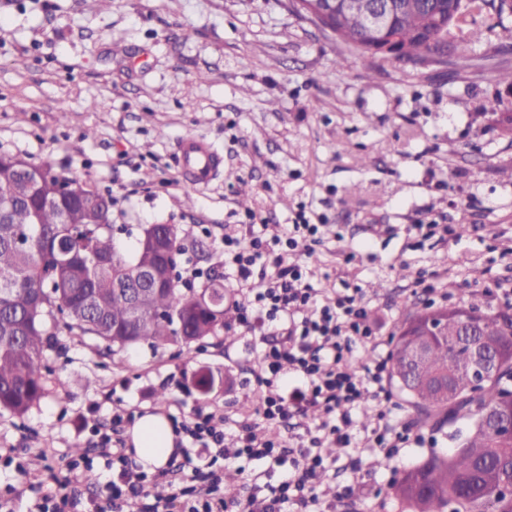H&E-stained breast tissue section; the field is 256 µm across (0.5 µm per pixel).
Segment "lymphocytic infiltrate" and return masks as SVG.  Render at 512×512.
Here are the masks:
<instances>
[{"mask_svg": "<svg viewBox=\"0 0 512 512\" xmlns=\"http://www.w3.org/2000/svg\"><path fill=\"white\" fill-rule=\"evenodd\" d=\"M324 235V220H311L303 212L269 235H224L228 280L241 299L239 322L249 330L264 324L272 335L261 352L265 375L256 389L267 433L255 434L244 425L237 445H225L223 419L196 408L173 422L176 450L182 455L178 474L167 469L149 472L126 455L122 427L132 422L133 414L117 409L109 431L92 430L93 445L107 467L97 482L99 499L80 497L79 488L94 469V458L84 453L68 460L62 488L44 494L35 512H173L177 505L182 512H280L283 501L291 502L295 512H308L316 499L312 482L325 468L320 452L325 443L353 447L356 466L373 449L392 455L409 443H421L422 435L400 433L388 423L357 443L346 432L351 410L364 392L388 402L383 384L387 361L378 358L362 370L356 365L358 346L374 340L361 290L315 288L308 269L289 262V255L322 244ZM256 276L264 278V287H253ZM295 415L310 419L315 435L311 447L299 449L278 495L243 499L225 490V463L245 456L277 458L284 446L278 429Z\"/></svg>", "mask_w": 512, "mask_h": 512, "instance_id": "obj_1", "label": "lymphocytic infiltrate"}]
</instances>
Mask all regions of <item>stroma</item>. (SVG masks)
<instances>
[{
  "mask_svg": "<svg viewBox=\"0 0 512 512\" xmlns=\"http://www.w3.org/2000/svg\"><path fill=\"white\" fill-rule=\"evenodd\" d=\"M485 66L462 72L371 61L293 11L288 0H0V151L86 182L111 195L117 241L149 224L178 228L180 274L196 282L224 270V231L243 207L269 231L298 209L325 217V242L299 261L314 287L363 291L379 346L358 350L360 366L388 354L407 303L512 306V134L487 109L512 113V37L490 34ZM199 136L222 159V175L194 190L181 179L180 142ZM250 188L241 205L239 182ZM467 225L424 237L419 220ZM433 292L418 287V278ZM218 335L194 345L104 352L90 336L60 337L47 353L48 394L25 415L0 412V468L17 490L14 512H32L35 493L16 473L40 474L43 491L64 481L74 448L112 409L171 417L219 408L263 429L252 390L260 332L233 311ZM212 374L200 394L193 379ZM387 419L421 444L392 458L376 450L353 471L348 449L329 454L317 479L332 512H403L391 481L454 443L447 431L414 424L391 391ZM45 457H37L39 447Z\"/></svg>",
  "mask_w": 512,
  "mask_h": 512,
  "instance_id": "stroma-1",
  "label": "stroma"
}]
</instances>
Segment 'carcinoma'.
Instances as JSON below:
<instances>
[{"label":"carcinoma","instance_id":"obj_1","mask_svg":"<svg viewBox=\"0 0 512 512\" xmlns=\"http://www.w3.org/2000/svg\"><path fill=\"white\" fill-rule=\"evenodd\" d=\"M397 19L393 33L414 62L436 46L426 34L455 29L448 57L470 66L486 33L509 30L504 14L512 0H433ZM483 29L469 17L487 13ZM341 39L361 55L374 57L373 37L361 11L343 14ZM61 174L17 155L0 152V410L22 416L46 394V352L64 334L93 336L107 350L147 344H174L190 356L192 344L224 328V283L211 275L199 288H181L167 277L153 241L163 239L171 265L183 253L178 230L151 224L135 237L129 252L120 250L112 224V197L76 178L69 179L79 201L43 199L53 195ZM152 265L165 286L152 298L133 304L114 292L136 282ZM465 314L472 334L485 335L500 361L492 382L474 387L464 371L471 361L467 341L455 339ZM389 374L417 414L436 418L440 427L472 421L468 435L446 455H433L404 472L389 486L390 495L410 512H512V438L494 429L485 416L512 414V316L474 306L426 307L411 314L391 341Z\"/></svg>","mask_w":512,"mask_h":512}]
</instances>
